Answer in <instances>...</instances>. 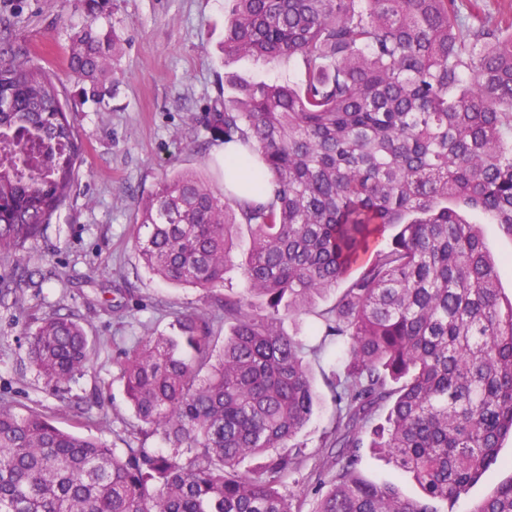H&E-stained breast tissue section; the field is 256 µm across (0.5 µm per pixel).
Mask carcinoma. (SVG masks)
I'll list each match as a JSON object with an SVG mask.
<instances>
[{"mask_svg": "<svg viewBox=\"0 0 512 512\" xmlns=\"http://www.w3.org/2000/svg\"><path fill=\"white\" fill-rule=\"evenodd\" d=\"M87 21L68 69L96 86L114 73L108 0H73ZM224 56L303 65L307 79L232 84L209 128L254 158L252 203L192 172L138 205V248L165 282L205 288L181 336L148 337L118 361L140 431L166 448L119 454L28 407L0 402V512H302L279 490L302 467L283 451L310 420L309 372L335 348L336 472L315 512H438L512 436V300L461 200L512 234V23L459 0H229ZM0 256L24 274L25 248L66 202L84 146L53 69L0 47ZM248 288L218 294L241 226ZM398 229L379 247L386 231ZM345 284L335 303L315 298ZM314 316L318 342L281 328ZM31 363L59 391L95 355L84 327L47 317ZM221 349H216L217 343ZM387 410L384 423L378 412ZM413 474L409 499L359 474L362 434ZM264 461L249 474L247 457ZM478 512H512V482Z\"/></svg>", "mask_w": 512, "mask_h": 512, "instance_id": "obj_1", "label": "carcinoma"}]
</instances>
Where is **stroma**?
Returning a JSON list of instances; mask_svg holds the SVG:
<instances>
[{"label": "stroma", "mask_w": 512, "mask_h": 512, "mask_svg": "<svg viewBox=\"0 0 512 512\" xmlns=\"http://www.w3.org/2000/svg\"><path fill=\"white\" fill-rule=\"evenodd\" d=\"M0 37L13 50L35 53L60 78L62 102L86 152L73 190L44 234L26 246L28 278L0 257V400L51 416L66 430L101 437L117 451L162 448L158 436L140 433L124 393L117 358L147 336L170 334L182 311L205 309L204 290L160 280L140 258L138 203L166 176L196 173L224 190V140L206 127L226 80L298 82L300 65L272 67L252 59L224 58V0H110L101 23L117 33L116 75L101 99L86 94L67 69L70 38L86 22L71 0H0ZM480 225L488 250L503 265L499 288L512 298V235L462 208ZM77 318L97 353L85 374L55 391L31 365L26 334L53 314ZM335 361L311 363L317 405L294 439L308 465L321 464L336 414L327 378ZM361 475L420 497L411 475L388 457L363 448ZM512 480V438L493 465L454 506L438 512H474L497 486Z\"/></svg>", "instance_id": "stroma-1"}]
</instances>
